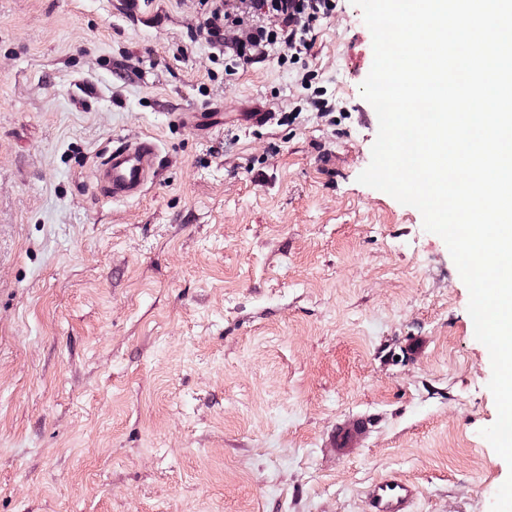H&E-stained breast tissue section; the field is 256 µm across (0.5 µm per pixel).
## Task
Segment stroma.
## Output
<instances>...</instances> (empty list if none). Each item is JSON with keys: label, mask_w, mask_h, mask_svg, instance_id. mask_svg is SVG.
Instances as JSON below:
<instances>
[{"label": "stroma", "mask_w": 512, "mask_h": 512, "mask_svg": "<svg viewBox=\"0 0 512 512\" xmlns=\"http://www.w3.org/2000/svg\"><path fill=\"white\" fill-rule=\"evenodd\" d=\"M315 33L228 76L197 0H0V512H364L385 476L490 512L512 469L468 289L357 181L360 8ZM144 138L156 182L104 197L94 165ZM356 411L365 446L323 448Z\"/></svg>", "instance_id": "35a3bbf8"}]
</instances>
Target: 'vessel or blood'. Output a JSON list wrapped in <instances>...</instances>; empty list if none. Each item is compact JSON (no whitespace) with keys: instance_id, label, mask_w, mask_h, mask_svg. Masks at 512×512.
Masks as SVG:
<instances>
[{"instance_id":"1","label":"vessel or blood","mask_w":512,"mask_h":512,"mask_svg":"<svg viewBox=\"0 0 512 512\" xmlns=\"http://www.w3.org/2000/svg\"><path fill=\"white\" fill-rule=\"evenodd\" d=\"M158 148L149 139L126 142L113 150L111 156L95 172L98 189L115 201L137 197L157 178ZM373 418L354 413L339 420L328 432L325 445L338 456L351 455L370 437ZM415 488L406 481L385 478L368 492L367 512H412Z\"/></svg>"}]
</instances>
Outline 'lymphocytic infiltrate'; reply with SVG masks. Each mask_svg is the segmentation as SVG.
Returning <instances> with one entry per match:
<instances>
[{
  "label": "lymphocytic infiltrate",
  "instance_id": "f902f5d3",
  "mask_svg": "<svg viewBox=\"0 0 512 512\" xmlns=\"http://www.w3.org/2000/svg\"><path fill=\"white\" fill-rule=\"evenodd\" d=\"M209 42L222 52L225 72L264 61L280 64L307 53L317 21L332 17L335 0H198Z\"/></svg>",
  "mask_w": 512,
  "mask_h": 512
}]
</instances>
